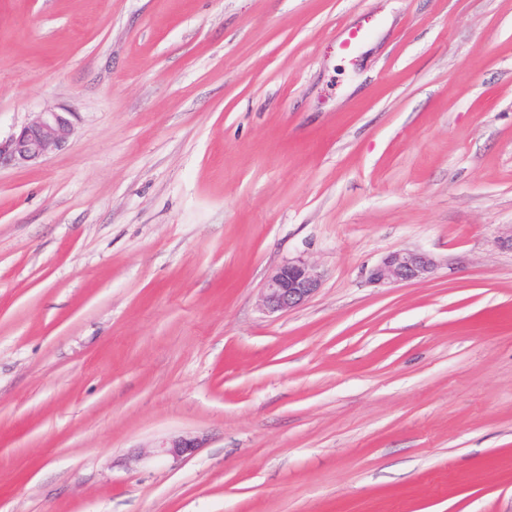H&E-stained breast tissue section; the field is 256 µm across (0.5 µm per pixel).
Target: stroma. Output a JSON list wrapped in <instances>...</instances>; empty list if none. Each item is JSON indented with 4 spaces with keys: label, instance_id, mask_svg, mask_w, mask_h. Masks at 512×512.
Masks as SVG:
<instances>
[{
    "label": "stroma",
    "instance_id": "35a3bbf8",
    "mask_svg": "<svg viewBox=\"0 0 512 512\" xmlns=\"http://www.w3.org/2000/svg\"><path fill=\"white\" fill-rule=\"evenodd\" d=\"M48 110L0 166V512H512V0H0V141ZM64 112H41L4 144L0 141V166L3 161L15 165L36 164L61 147L72 134V124ZM436 266L432 255L416 249H403L385 256L369 271L368 279L376 284L423 281L431 277ZM322 286V274L304 260L288 261L266 279L261 302L268 313L292 311L315 296Z\"/></svg>",
    "mask_w": 512,
    "mask_h": 512
}]
</instances>
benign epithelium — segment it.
<instances>
[{
	"label": "benign epithelium",
	"mask_w": 512,
	"mask_h": 512,
	"mask_svg": "<svg viewBox=\"0 0 512 512\" xmlns=\"http://www.w3.org/2000/svg\"><path fill=\"white\" fill-rule=\"evenodd\" d=\"M72 134V124L61 112H41L31 123L5 143H0V163L35 164L61 147ZM436 259L423 251L403 249L389 253L368 275L376 284H399L423 281L431 277ZM322 286V274L304 260L288 261L266 279L261 302L269 313L292 311L315 296ZM162 453L179 458L197 448L195 441L176 438L161 445Z\"/></svg>",
	"instance_id": "7a95c632"
}]
</instances>
